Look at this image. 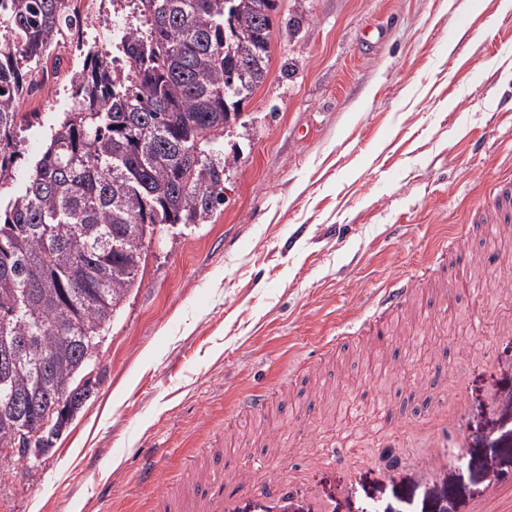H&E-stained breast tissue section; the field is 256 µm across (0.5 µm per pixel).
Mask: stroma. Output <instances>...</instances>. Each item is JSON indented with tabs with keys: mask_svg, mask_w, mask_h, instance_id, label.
Wrapping results in <instances>:
<instances>
[{
	"mask_svg": "<svg viewBox=\"0 0 512 512\" xmlns=\"http://www.w3.org/2000/svg\"><path fill=\"white\" fill-rule=\"evenodd\" d=\"M83 50L45 60L51 83L20 100L41 115L26 160L70 110ZM510 99L512 0H278L269 74L224 133L223 206L149 247L90 399L41 460L0 457V512H147L218 451L249 476L276 468L302 512L314 497L328 512H471L489 478L512 486V290L497 287L512 223L472 216L512 170ZM461 231L459 258L432 272ZM403 275L408 313L367 335ZM350 327L356 342L321 351ZM259 384L274 404L238 413ZM440 404L461 460L433 474ZM98 455L113 468L93 473Z\"/></svg>",
	"mask_w": 512,
	"mask_h": 512,
	"instance_id": "35a3bbf8",
	"label": "stroma"
}]
</instances>
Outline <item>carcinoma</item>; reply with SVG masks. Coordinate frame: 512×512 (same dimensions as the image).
I'll use <instances>...</instances> for the list:
<instances>
[{
  "label": "carcinoma",
  "instance_id": "cac0c4a2",
  "mask_svg": "<svg viewBox=\"0 0 512 512\" xmlns=\"http://www.w3.org/2000/svg\"><path fill=\"white\" fill-rule=\"evenodd\" d=\"M122 67L90 49L74 99L13 189L21 112L63 28L80 24L62 0H0V350L30 337L0 369V399L35 403L33 445L48 451L64 427L41 400L33 368L52 359L81 409L84 351L137 284L153 224H203L224 205L220 138L265 81L277 0H134ZM250 63L241 76L240 59Z\"/></svg>",
  "mask_w": 512,
  "mask_h": 512
}]
</instances>
